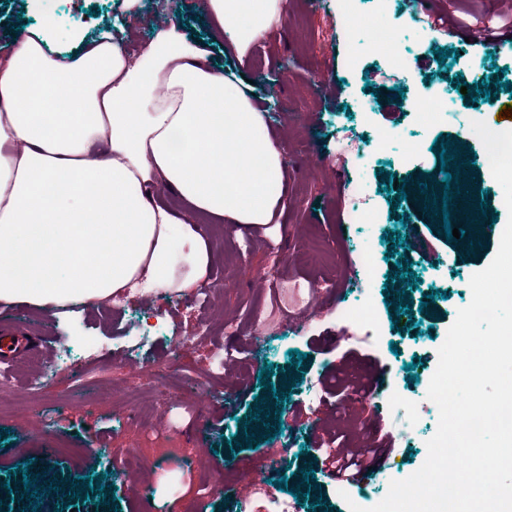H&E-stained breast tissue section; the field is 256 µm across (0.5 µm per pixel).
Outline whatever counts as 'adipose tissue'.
<instances>
[{"label": "adipose tissue", "instance_id": "1", "mask_svg": "<svg viewBox=\"0 0 512 512\" xmlns=\"http://www.w3.org/2000/svg\"><path fill=\"white\" fill-rule=\"evenodd\" d=\"M202 12L241 59L288 15L286 0ZM249 91L177 20L135 60L109 34L65 57L50 24L15 38L0 59V304L187 292L216 249L194 216L274 223L285 165Z\"/></svg>", "mask_w": 512, "mask_h": 512}]
</instances>
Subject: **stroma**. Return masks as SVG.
I'll return each instance as SVG.
<instances>
[{
	"instance_id": "obj_1",
	"label": "stroma",
	"mask_w": 512,
	"mask_h": 512,
	"mask_svg": "<svg viewBox=\"0 0 512 512\" xmlns=\"http://www.w3.org/2000/svg\"><path fill=\"white\" fill-rule=\"evenodd\" d=\"M202 0H0V55L9 50L16 23L32 28L52 21L59 50L74 37L95 38L107 29L126 34L124 49L138 57L156 29L178 19L188 36L198 37L207 59L219 68H238L250 81L256 104L276 106L269 131L286 163V192L275 223H201L212 238L209 287L160 297H133L113 308L71 305L45 310L30 304L0 305V326L22 329L32 348L12 366L19 379L0 384V512H22L24 490L13 467L31 461L44 480L106 475L116 487L115 505L86 499L77 512H267L269 505L244 487L237 472L245 465L265 471L271 456L284 460L288 485L300 484L301 467L312 465L327 512L369 508L389 484L411 475L427 457V441L438 426L426 394L437 368L438 349L460 308L472 298V275L495 257L507 210L500 207V185L487 169L475 184L486 193L497 220L459 218L473 224L479 248L469 240L447 242L422 219L413 193V175L437 174L432 145L448 134L480 160L484 146L471 121L492 122L512 109V96L470 101L453 83L512 81V41L485 50L469 46L474 16L459 11L458 0H288L286 23L259 42L248 60L238 62L225 46L212 42ZM454 14L455 34L431 31L424 13ZM401 25L408 56L406 71L389 62L381 45L363 44L358 30L342 25L344 14ZM459 51L458 60L438 62L441 49ZM402 97H393V90ZM432 97L444 109L424 118L415 107ZM407 179L410 198L391 211L382 172ZM362 184L375 213L373 223L352 221L355 204L347 188ZM401 234V247L420 278L407 286L413 303L434 295L428 312L393 314L384 285L395 269L387 234ZM372 254L374 267L360 264ZM247 269L249 277L228 288L225 278ZM446 298L436 297V290ZM366 307L371 332L347 338L338 314L348 306ZM273 310L274 324L256 330L250 314ZM219 345L231 356L218 367L210 352ZM307 356L300 384L288 389L282 429L274 440L253 448H231L242 437L240 423L256 396L266 395L257 377L272 364L271 384L282 381L291 350ZM171 360L167 390L133 376L129 364L151 368ZM102 366L97 390L75 394L68 368L88 361ZM384 371L390 403L383 426H375L360 400L336 390L338 380L360 381L362 366ZM48 374L45 386L31 390L25 378ZM395 438L385 468L359 485L340 489L325 473L336 438L361 448L381 431ZM141 461L140 489L131 491L120 464L129 455Z\"/></svg>"
}]
</instances>
